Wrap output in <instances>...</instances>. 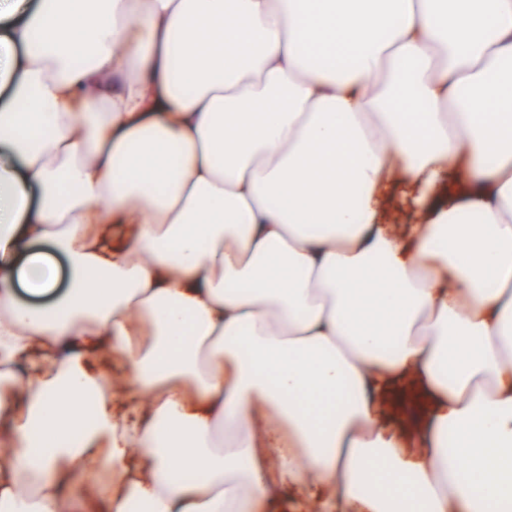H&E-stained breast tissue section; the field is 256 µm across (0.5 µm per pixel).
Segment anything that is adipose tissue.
Listing matches in <instances>:
<instances>
[{
    "label": "adipose tissue",
    "mask_w": 512,
    "mask_h": 512,
    "mask_svg": "<svg viewBox=\"0 0 512 512\" xmlns=\"http://www.w3.org/2000/svg\"><path fill=\"white\" fill-rule=\"evenodd\" d=\"M49 2L0 0V512H512V0Z\"/></svg>",
    "instance_id": "ef3b65f1"
}]
</instances>
